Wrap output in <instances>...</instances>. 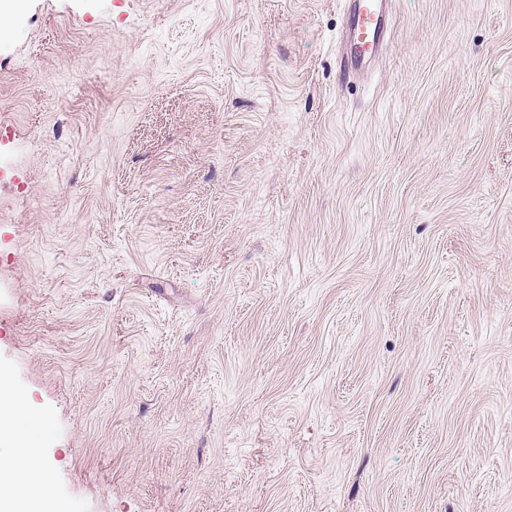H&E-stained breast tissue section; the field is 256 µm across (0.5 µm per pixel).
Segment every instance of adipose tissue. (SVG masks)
<instances>
[{
  "label": "adipose tissue",
  "instance_id": "1",
  "mask_svg": "<svg viewBox=\"0 0 512 512\" xmlns=\"http://www.w3.org/2000/svg\"><path fill=\"white\" fill-rule=\"evenodd\" d=\"M50 476L45 468H30L17 456L0 453V512H39L38 491Z\"/></svg>",
  "mask_w": 512,
  "mask_h": 512
}]
</instances>
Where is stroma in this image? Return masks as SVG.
I'll use <instances>...</instances> for the list:
<instances>
[{"mask_svg": "<svg viewBox=\"0 0 512 512\" xmlns=\"http://www.w3.org/2000/svg\"><path fill=\"white\" fill-rule=\"evenodd\" d=\"M0 369L45 512H512V0H19ZM381 0H346L347 30L354 42L356 58L371 54L387 30V16L381 11Z\"/></svg>", "mask_w": 512, "mask_h": 512, "instance_id": "stroma-1", "label": "stroma"}]
</instances>
